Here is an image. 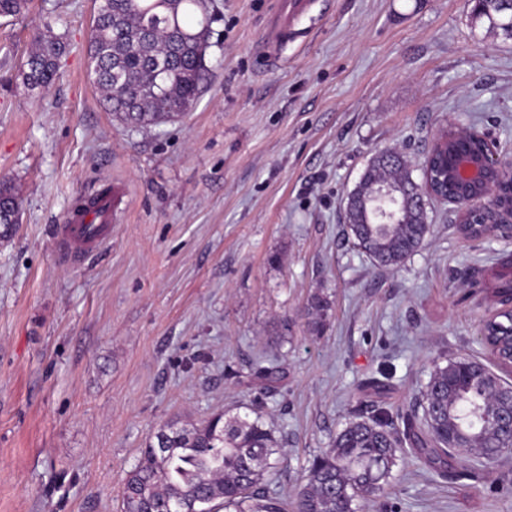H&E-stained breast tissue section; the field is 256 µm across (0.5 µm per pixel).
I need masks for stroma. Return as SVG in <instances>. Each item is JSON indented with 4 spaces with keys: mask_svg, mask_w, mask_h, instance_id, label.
Returning a JSON list of instances; mask_svg holds the SVG:
<instances>
[{
    "mask_svg": "<svg viewBox=\"0 0 512 512\" xmlns=\"http://www.w3.org/2000/svg\"><path fill=\"white\" fill-rule=\"evenodd\" d=\"M313 2L269 66L275 0H208L210 77L185 116L146 129L106 112L88 76L94 0L0 18V186L20 200L0 235V512H120L153 431L252 408L285 450L266 486L291 503L349 420L421 413L434 365H492L485 282L512 241L465 238L433 201L420 248L380 268L343 215L378 153L419 171L443 126L512 159V39L466 0ZM45 34L68 49L33 91L22 65ZM111 183L125 191L111 244L58 255L57 224ZM367 512H512V460L451 480L406 458Z\"/></svg>",
    "mask_w": 512,
    "mask_h": 512,
    "instance_id": "1",
    "label": "stroma"
}]
</instances>
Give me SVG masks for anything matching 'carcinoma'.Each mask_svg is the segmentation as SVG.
Returning <instances> with one entry per match:
<instances>
[{
    "label": "carcinoma",
    "instance_id": "carcinoma-1",
    "mask_svg": "<svg viewBox=\"0 0 512 512\" xmlns=\"http://www.w3.org/2000/svg\"><path fill=\"white\" fill-rule=\"evenodd\" d=\"M27 0H0V18L15 17ZM477 21L512 38V0H480L472 6ZM210 17L205 0H102L90 35L88 69L102 94L106 111L135 128L157 126L192 107L209 75L205 53ZM67 45L56 35H43L29 52L23 79L31 89L53 82ZM412 172L402 160H386L381 152L361 175L345 221L354 244L378 267L395 266L417 251L429 232L426 213L411 203L371 198L380 185H411ZM402 212L400 222H371V211ZM20 202L7 187L0 189V224H16ZM496 300L485 320L481 342L500 368L512 369V254L497 259L486 283ZM311 332L319 334L329 302H310ZM500 375L468 358L433 369L423 394L422 418L393 415L380 408L368 418H355L310 463L297 492L296 512H358L360 503L384 495L393 467L410 454L451 471L457 454L477 449L488 462L512 457V435L494 426L503 410ZM156 433L169 436L165 456L155 453L149 437L138 464L122 490V512H167L176 499L200 501L204 512H285L276 493L263 486L274 468L271 458L282 449L256 410L224 412L177 428L164 425Z\"/></svg>",
    "mask_w": 512,
    "mask_h": 512
}]
</instances>
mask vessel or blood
Returning a JSON list of instances; mask_svg holds the SVG:
<instances>
[{
  "label": "vessel or blood",
  "mask_w": 512,
  "mask_h": 512,
  "mask_svg": "<svg viewBox=\"0 0 512 512\" xmlns=\"http://www.w3.org/2000/svg\"><path fill=\"white\" fill-rule=\"evenodd\" d=\"M310 0H277L264 27L265 57L269 62H279L281 47L289 39L298 37L297 21L308 14ZM112 196L101 193L87 206L70 212L59 225L56 248L62 253L85 254L107 244L112 238Z\"/></svg>",
  "instance_id": "vessel-or-blood-1"
}]
</instances>
